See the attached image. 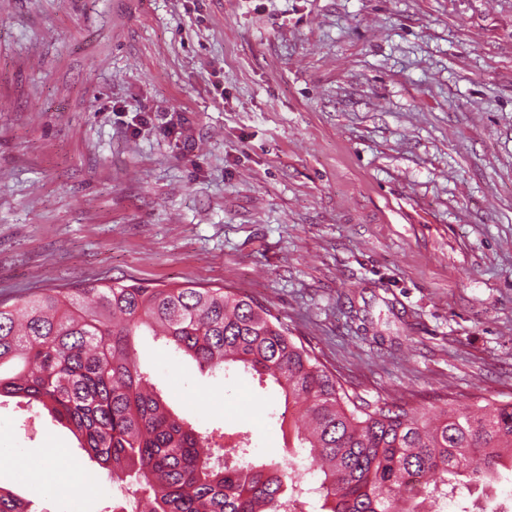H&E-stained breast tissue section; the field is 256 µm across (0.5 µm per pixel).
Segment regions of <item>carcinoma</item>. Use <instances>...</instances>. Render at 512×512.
<instances>
[{
	"label": "carcinoma",
	"mask_w": 512,
	"mask_h": 512,
	"mask_svg": "<svg viewBox=\"0 0 512 512\" xmlns=\"http://www.w3.org/2000/svg\"><path fill=\"white\" fill-rule=\"evenodd\" d=\"M159 337L200 369L241 364L284 395L281 425L319 465L322 512H442L462 488L512 469V402L446 403L433 412L350 392L288 326L251 297L218 288L109 280L0 303V397L70 427L89 459L142 492L140 512H291L303 477L288 458L248 460L166 407L141 371L136 337ZM0 487V512H31Z\"/></svg>",
	"instance_id": "cac0c4a2"
}]
</instances>
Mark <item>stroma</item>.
Returning <instances> with one entry per match:
<instances>
[{
	"label": "stroma",
	"instance_id": "1",
	"mask_svg": "<svg viewBox=\"0 0 512 512\" xmlns=\"http://www.w3.org/2000/svg\"><path fill=\"white\" fill-rule=\"evenodd\" d=\"M107 279L244 293L370 401L512 402V0H0V301ZM137 361L284 454L274 383ZM0 486L122 500L10 397Z\"/></svg>",
	"mask_w": 512,
	"mask_h": 512
}]
</instances>
